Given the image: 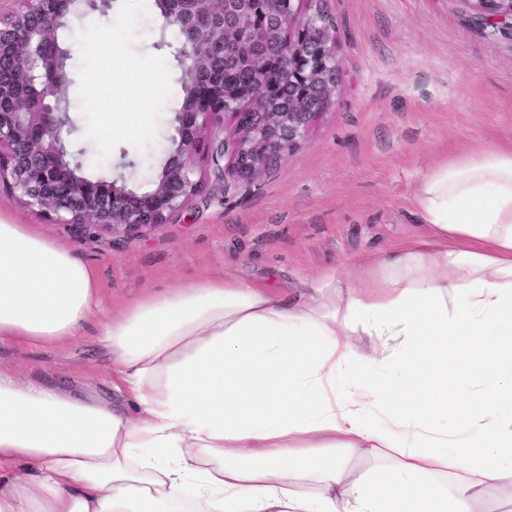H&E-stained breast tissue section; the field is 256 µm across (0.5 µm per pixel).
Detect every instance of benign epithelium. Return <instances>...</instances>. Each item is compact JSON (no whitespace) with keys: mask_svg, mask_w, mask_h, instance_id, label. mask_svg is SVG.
Here are the masks:
<instances>
[{"mask_svg":"<svg viewBox=\"0 0 512 512\" xmlns=\"http://www.w3.org/2000/svg\"><path fill=\"white\" fill-rule=\"evenodd\" d=\"M25 3L0 17V185L54 224L151 236L201 193V162L223 178L250 181L298 149L336 105L341 63L326 0H162V26L186 36L177 52L184 105L168 157L145 191L122 177L92 180L69 147L73 126L62 95L69 51L58 34L76 0ZM472 22L512 39V0H475ZM241 62L256 79L225 84L226 67ZM31 82L44 91L35 102ZM226 116L233 130L208 138Z\"/></svg>","mask_w":512,"mask_h":512,"instance_id":"7a95c632","label":"benign epithelium"}]
</instances>
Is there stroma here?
Listing matches in <instances>:
<instances>
[{"label": "stroma", "instance_id": "1", "mask_svg": "<svg viewBox=\"0 0 512 512\" xmlns=\"http://www.w3.org/2000/svg\"><path fill=\"white\" fill-rule=\"evenodd\" d=\"M341 84L335 107L306 141L247 183L205 176L178 218L149 237L88 235L52 224L0 188V218L29 224L90 263L102 315L147 288L208 273L296 293L327 269L359 277L367 262L425 234L414 204L420 178L451 155L512 143V40L471 22V0H327ZM136 52L164 56L171 73L153 142L122 143L89 178L147 188L168 156L183 103L177 28L155 10L136 24ZM134 167L123 166V159ZM0 369L18 380L112 394L94 333L61 348L0 345Z\"/></svg>", "mask_w": 512, "mask_h": 512}]
</instances>
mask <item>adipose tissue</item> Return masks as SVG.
<instances>
[{"instance_id": "adipose-tissue-1", "label": "adipose tissue", "mask_w": 512, "mask_h": 512, "mask_svg": "<svg viewBox=\"0 0 512 512\" xmlns=\"http://www.w3.org/2000/svg\"><path fill=\"white\" fill-rule=\"evenodd\" d=\"M414 202L426 235L362 279L328 270L291 299L204 274L128 301L95 337L115 399L0 374V512H473L480 489L512 497V145L441 162ZM99 291L72 250L0 220V343L76 341Z\"/></svg>"}]
</instances>
